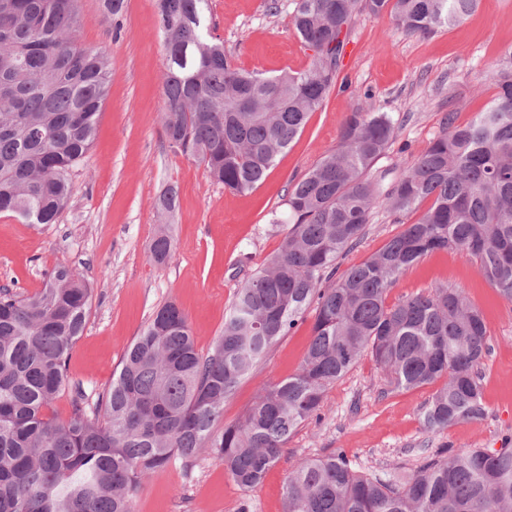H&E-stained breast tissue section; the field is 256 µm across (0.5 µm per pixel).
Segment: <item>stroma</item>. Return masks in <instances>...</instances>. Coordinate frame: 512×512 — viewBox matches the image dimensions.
<instances>
[{
	"mask_svg": "<svg viewBox=\"0 0 512 512\" xmlns=\"http://www.w3.org/2000/svg\"><path fill=\"white\" fill-rule=\"evenodd\" d=\"M293 9L294 0H210L208 25L238 67L268 76L298 72L314 53L294 30ZM78 28L82 45L107 57L109 95L58 222L28 224L0 213V287L34 294L60 264L87 282L92 303L69 375L98 392L110 387L125 350L165 302L184 311L198 351L211 350L238 288L281 247L285 234L270 231V212L282 209L290 186L336 147L351 112L394 117L396 142L373 171L395 175L428 147L446 113L464 125L482 111L496 93L486 71L512 52V0H480L460 23L424 36L404 34L387 15H360L348 34L336 87L265 181L248 193L225 190L201 162L175 151L164 137L166 60L156 0H125L116 18L103 0H79ZM170 186L178 190L169 220L175 254L155 264L147 249L161 222L158 198ZM417 218L414 212H375L339 269L368 259ZM437 285L464 288L484 315L490 352L481 366L483 419L427 431L421 408L437 384L394 387L367 354L329 386L320 416L290 435L254 490L242 492L223 464L205 455L191 472L173 464L148 476L133 512H282L288 474L305 458L341 450L359 474L392 479L447 446L504 447L512 439V302L489 286L469 257L453 252L433 253L406 269L387 302ZM313 322V313H306L242 379L224 402V424L237 422L264 384L295 373Z\"/></svg>",
	"mask_w": 512,
	"mask_h": 512,
	"instance_id": "stroma-1",
	"label": "stroma"
}]
</instances>
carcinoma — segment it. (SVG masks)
I'll use <instances>...</instances> for the list:
<instances>
[{
	"label": "carcinoma",
	"mask_w": 512,
	"mask_h": 512,
	"mask_svg": "<svg viewBox=\"0 0 512 512\" xmlns=\"http://www.w3.org/2000/svg\"><path fill=\"white\" fill-rule=\"evenodd\" d=\"M78 0H0V213L55 224L71 173L89 153L107 98L106 59L80 44ZM478 0H294L293 26L314 52L301 71L266 76L236 66L209 33V0H158L166 56L163 132L211 179L244 193L266 179L336 86L339 59L363 13L389 14L408 35H429ZM498 92L466 125L454 113L388 186L372 169L390 150L387 112L355 111L336 148L288 189L281 249L238 289L205 355L186 315L161 306L135 337L112 385L95 400L71 383L70 351L92 289L64 267L32 295L0 287V512H132L152 472L208 452L249 492L290 434L318 415L327 388L372 354L398 387L445 379L422 407L428 431L485 416L479 368L489 354L481 310L439 285L388 305L408 267L438 251L471 257L512 301V54L488 69ZM428 203L424 210L423 203ZM177 190L159 197L162 216ZM378 209L420 218L367 260L336 276ZM174 256L168 225L148 246ZM312 335L297 371L266 385L244 417L217 432L224 399L309 308ZM72 389L69 417L44 410ZM283 512H512V448H446L404 482L362 476L340 451L297 462Z\"/></svg>",
	"instance_id": "1"
}]
</instances>
